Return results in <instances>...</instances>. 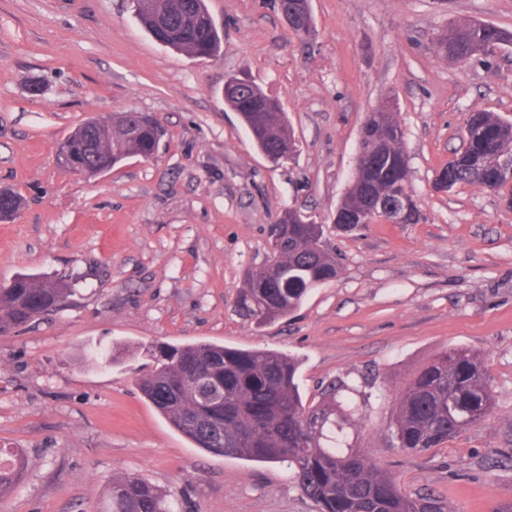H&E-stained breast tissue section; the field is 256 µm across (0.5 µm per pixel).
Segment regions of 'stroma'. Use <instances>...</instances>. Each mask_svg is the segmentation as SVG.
<instances>
[{"mask_svg": "<svg viewBox=\"0 0 512 512\" xmlns=\"http://www.w3.org/2000/svg\"><path fill=\"white\" fill-rule=\"evenodd\" d=\"M206 4L221 50L198 59L157 43L130 0H0V187L23 198L0 223V285L37 273L74 287L59 312L0 335V446L28 461L0 512H100L125 474L171 494L175 512H316L287 465L207 454L144 398L149 346L198 341L293 355L307 402L343 389L362 448L404 493L512 512V208L478 187L433 189L469 112L512 120V45L458 63L435 38L453 19L512 31V0H311L308 36L279 0ZM232 76L281 102L287 160L271 163L226 108ZM388 97L421 219L341 232L361 126ZM128 109L164 126L154 159L90 178L56 165L77 125ZM285 207L323 225L341 273L258 327L235 299ZM116 345L114 365L88 357ZM447 346L484 354L494 414L405 451L395 398Z\"/></svg>", "mask_w": 512, "mask_h": 512, "instance_id": "obj_1", "label": "stroma"}]
</instances>
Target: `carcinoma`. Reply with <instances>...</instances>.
Returning a JSON list of instances; mask_svg holds the SVG:
<instances>
[{
  "mask_svg": "<svg viewBox=\"0 0 512 512\" xmlns=\"http://www.w3.org/2000/svg\"><path fill=\"white\" fill-rule=\"evenodd\" d=\"M297 32L312 29L307 0H283ZM205 0H134V17L149 32L162 33L166 46L190 57L210 56L220 44L215 25L206 21ZM512 44V32L478 20L448 23L435 41L436 53L460 62L485 50ZM240 114L257 148L276 159L295 151V139L277 99L243 81L224 98ZM135 113L117 115L110 126L90 119L68 137L72 152L91 165L108 155L119 164L127 158L153 157L165 132L147 125L139 138L126 140L123 126ZM462 150L448 160L435 179V189L448 191L470 184L491 191L509 183L494 169L493 157L512 154V122L492 112H473ZM369 136L361 158L336 210L341 217L370 215L390 220L376 209L388 198L405 197L409 210L403 223L419 217L409 186V160L404 131L389 101L367 118ZM274 265L264 262L247 271L237 300L239 314L258 327L285 317L308 293L335 280L341 265L324 240L321 224L286 207L270 227ZM16 288H0V334L33 321L38 309L55 312L71 293L66 277L40 278L20 273ZM154 360L138 379L142 395L180 434L208 454L234 449L239 459L283 463L293 480L314 502L317 512H454L429 495L400 491L392 475L357 446L356 410L331 398L303 402L296 376L298 360L270 349H238L210 342L152 346ZM494 409L489 375L480 356L449 347L423 366L401 389L390 423L399 447L421 453L438 448L468 429L488 421ZM25 456L0 448V500L23 481ZM105 512H172L167 496L132 475L112 480Z\"/></svg>",
  "mask_w": 512,
  "mask_h": 512,
  "instance_id": "obj_1",
  "label": "carcinoma"
}]
</instances>
